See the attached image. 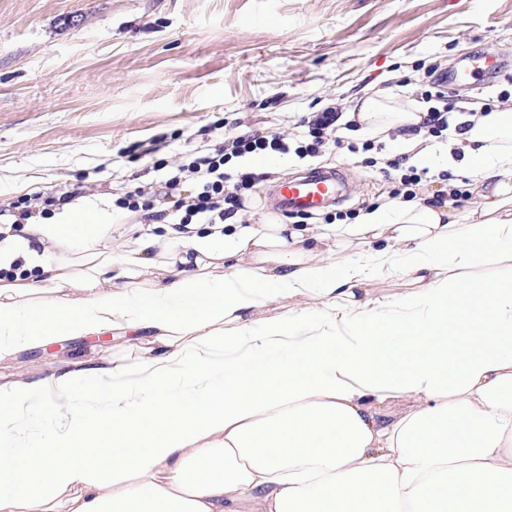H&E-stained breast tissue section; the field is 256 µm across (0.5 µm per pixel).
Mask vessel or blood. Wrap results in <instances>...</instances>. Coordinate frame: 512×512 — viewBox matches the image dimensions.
<instances>
[{
    "instance_id": "1",
    "label": "vessel or blood",
    "mask_w": 512,
    "mask_h": 512,
    "mask_svg": "<svg viewBox=\"0 0 512 512\" xmlns=\"http://www.w3.org/2000/svg\"><path fill=\"white\" fill-rule=\"evenodd\" d=\"M492 75V68L486 66L484 56L479 55L449 68L444 74V82L454 88L488 80ZM346 197L345 178L341 173L313 168L303 175L279 181L271 201L280 214H307L335 206Z\"/></svg>"
}]
</instances>
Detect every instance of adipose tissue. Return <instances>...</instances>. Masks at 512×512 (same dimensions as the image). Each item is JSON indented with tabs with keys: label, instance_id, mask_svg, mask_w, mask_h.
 Instances as JSON below:
<instances>
[{
	"label": "adipose tissue",
	"instance_id": "ef3b65f1",
	"mask_svg": "<svg viewBox=\"0 0 512 512\" xmlns=\"http://www.w3.org/2000/svg\"><path fill=\"white\" fill-rule=\"evenodd\" d=\"M474 110L452 140L481 200L467 224L392 202L352 224H156L103 250L111 225L81 207L7 235L0 269L22 277L0 280V359L109 331L143 353L0 392V512H512V104ZM347 118L385 134L421 111L367 93ZM71 245L78 272L56 261ZM380 251L412 288L372 310ZM490 257L498 277H457ZM295 296L312 307L260 318ZM392 398L412 406L391 416ZM39 419L60 429L33 448Z\"/></svg>",
	"mask_w": 512,
	"mask_h": 512
}]
</instances>
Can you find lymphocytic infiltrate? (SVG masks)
<instances>
[{
	"label": "lymphocytic infiltrate",
	"instance_id": "1",
	"mask_svg": "<svg viewBox=\"0 0 512 512\" xmlns=\"http://www.w3.org/2000/svg\"><path fill=\"white\" fill-rule=\"evenodd\" d=\"M431 99L433 104L428 107L422 121L407 127V134L420 136L423 143L428 144L445 138L448 132L462 134L471 128L468 112L458 107L454 95L440 88ZM306 127L304 141L293 145L287 134L263 132L250 126L235 136L225 138L223 146L215 153L196 157L178 166L164 184V196L171 206L170 211L156 209L153 193L143 189L118 198L116 206L125 213L142 214L147 221L164 220L167 213L172 212L178 214L183 224H220L244 211L247 192L263 179L261 173L249 166V159L265 153H291L301 159L314 157L330 143L352 153L368 152L369 166L379 167L390 184L389 198L406 202L418 198L427 175L426 169L410 164L408 155L386 154V145L382 142L371 139L360 145L344 142L342 131L355 130L356 125L342 121L335 108L316 113L307 121ZM188 181L193 182L194 191L186 195L182 186Z\"/></svg>",
	"mask_w": 512,
	"mask_h": 512
}]
</instances>
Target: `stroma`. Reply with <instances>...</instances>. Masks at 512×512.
<instances>
[{"label": "stroma", "instance_id": "stroma-1", "mask_svg": "<svg viewBox=\"0 0 512 512\" xmlns=\"http://www.w3.org/2000/svg\"><path fill=\"white\" fill-rule=\"evenodd\" d=\"M486 50L505 67L458 99L510 102L512 0H0V204L74 190L131 242L138 227L113 214L116 199L163 192L172 166L218 147L237 119L294 137L301 119L367 92L417 99L429 67ZM434 149L427 197L441 173L469 179L447 142ZM364 158L290 153L277 175L341 168L362 212L388 191ZM139 353L130 335L63 339L0 360V388Z\"/></svg>", "mask_w": 512, "mask_h": 512}]
</instances>
